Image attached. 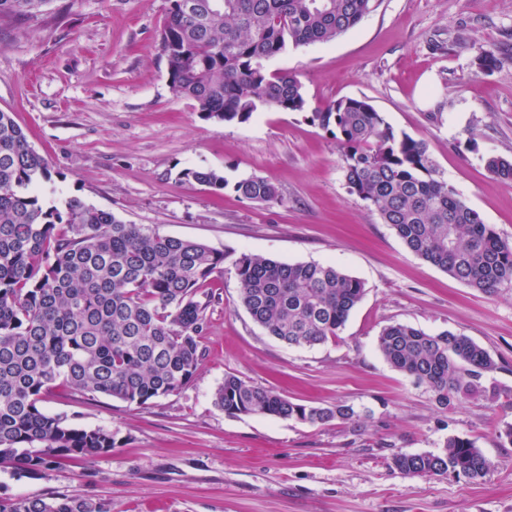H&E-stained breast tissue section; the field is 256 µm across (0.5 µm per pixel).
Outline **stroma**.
Listing matches in <instances>:
<instances>
[{
	"label": "stroma",
	"mask_w": 512,
	"mask_h": 512,
	"mask_svg": "<svg viewBox=\"0 0 512 512\" xmlns=\"http://www.w3.org/2000/svg\"><path fill=\"white\" fill-rule=\"evenodd\" d=\"M167 7L52 0L35 17L0 18V111L51 167L43 204L77 196L223 252L330 263L365 294L335 339L290 348L254 323L225 267L209 286L193 380L142 408L55 388L44 408L111 429L112 452L34 477L0 468V495L79 494L107 512H512V444L498 436L512 409L440 406L377 347L392 323L467 336L497 362L490 381L512 391V288L477 291L412 253L350 193L335 139L310 120L329 102L368 100L395 132L424 140L440 174L512 243V183L485 166L491 155L512 158V0H377L335 41L269 62L298 75L306 111H262L243 123L204 118L172 90L159 46ZM484 48L499 59L489 72L475 64ZM189 168L231 182L266 177L282 201L206 190L181 180ZM228 375L306 406L348 404L359 418L314 426L231 416L213 403ZM451 436L481 449L485 477L395 469L396 454L434 452Z\"/></svg>",
	"instance_id": "stroma-1"
}]
</instances>
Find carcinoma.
Listing matches in <instances>:
<instances>
[{"label":"carcinoma","mask_w":512,"mask_h":512,"mask_svg":"<svg viewBox=\"0 0 512 512\" xmlns=\"http://www.w3.org/2000/svg\"><path fill=\"white\" fill-rule=\"evenodd\" d=\"M48 2L0 0V17L32 16ZM374 7L375 0H169L159 39L171 87L195 100L203 117L227 123L265 109L303 112L301 82L267 70L266 62L291 47L335 40ZM311 120L336 139L349 191L412 253L484 293L512 286V244L440 175L425 141L396 133L363 98L333 101ZM486 168L512 182V159L490 156ZM52 177L47 160L0 111V465L19 476L114 448L112 431L75 425L40 406L58 384L87 399L105 395L141 408L193 380L211 302L205 287L224 262L251 319L290 347L338 336L364 295L361 280L333 265L233 256L128 224L77 197L62 210L45 207L39 189ZM182 178L214 192L228 186L216 169H187ZM233 190L250 202H281L262 176L241 178ZM378 347L441 406L463 398L495 403L501 395L482 383L497 369L495 360L467 336L394 323L381 331ZM214 404L229 415L312 425L358 417L349 405L307 407L235 375L216 388ZM393 465L406 477L481 479L489 471L475 443L460 437L437 452L398 454ZM0 512L108 510L72 494L0 496Z\"/></svg>","instance_id":"carcinoma-1"}]
</instances>
